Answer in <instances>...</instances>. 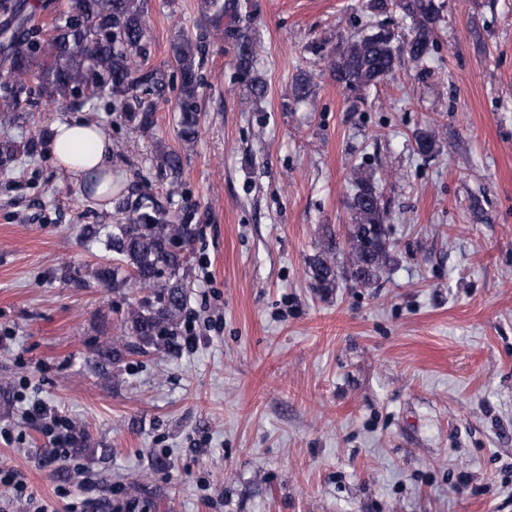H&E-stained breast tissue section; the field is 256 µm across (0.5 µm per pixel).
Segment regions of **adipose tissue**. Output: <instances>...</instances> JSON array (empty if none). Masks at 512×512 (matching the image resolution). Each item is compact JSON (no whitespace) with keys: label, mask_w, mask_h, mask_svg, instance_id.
Segmentation results:
<instances>
[{"label":"adipose tissue","mask_w":512,"mask_h":512,"mask_svg":"<svg viewBox=\"0 0 512 512\" xmlns=\"http://www.w3.org/2000/svg\"><path fill=\"white\" fill-rule=\"evenodd\" d=\"M47 151L54 165L74 184L98 181V194L112 192V139L96 121L86 118L52 124Z\"/></svg>","instance_id":"adipose-tissue-1"}]
</instances>
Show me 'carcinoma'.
Listing matches in <instances>:
<instances>
[{
	"label": "carcinoma",
	"instance_id": "1",
	"mask_svg": "<svg viewBox=\"0 0 512 512\" xmlns=\"http://www.w3.org/2000/svg\"><path fill=\"white\" fill-rule=\"evenodd\" d=\"M200 5L209 25L172 44L174 67L180 75L178 136L188 146L196 142L200 132L199 68L210 43L219 40L232 48L240 82L254 100L263 99L267 92L255 68L258 48L251 32L252 16L242 13L241 0H200ZM395 5L411 19L409 36L398 44L396 34L385 33L378 25L349 39L329 60L330 74L337 84L349 91H362L390 78L399 68L416 69L423 64L433 45L439 6L435 0H396ZM0 14L5 16L0 26V53L8 63L5 73L0 74V89L4 90L0 122L14 123L25 112V79L33 74L38 79V91L52 105L103 94L133 127L147 131L153 126L155 105L150 97L161 94L164 81L161 72L145 63L147 0H72L69 10L55 18L52 33L44 39L37 38L38 30L31 27L26 0H0ZM312 89L313 78L303 73L294 81L293 95L304 99ZM41 141L40 135L22 144L0 138V166L13 162L21 151L34 155ZM436 141L432 129L415 134L416 149L423 155L435 150ZM157 158L172 174H179L178 152L163 150ZM116 209V224L101 244L118 256L124 268L101 264L93 271V278L105 286L133 288L140 297L134 298L123 319L122 336L102 352L105 359L115 363L125 353L147 354L177 334L185 305L181 271L188 258L187 252L173 250L171 242L178 236L192 241L195 207L186 204L175 211L151 198L124 197L116 202ZM350 209L346 279L366 286L387 266L391 247L388 214L373 175L361 170L356 173ZM309 269L315 287H336L333 249L315 255Z\"/></svg>",
	"mask_w": 512,
	"mask_h": 512
}]
</instances>
